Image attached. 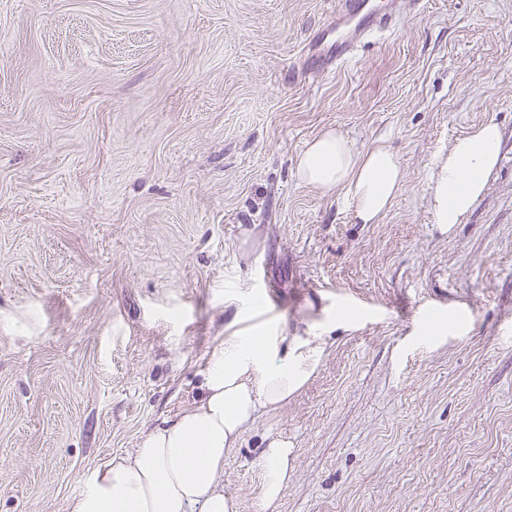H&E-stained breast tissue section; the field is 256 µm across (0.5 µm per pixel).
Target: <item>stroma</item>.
Here are the masks:
<instances>
[{
  "instance_id": "1",
  "label": "stroma",
  "mask_w": 512,
  "mask_h": 512,
  "mask_svg": "<svg viewBox=\"0 0 512 512\" xmlns=\"http://www.w3.org/2000/svg\"><path fill=\"white\" fill-rule=\"evenodd\" d=\"M336 2L0 0V512H68L246 321L323 354L225 460L236 512L277 434L280 512H512V0H427L325 73ZM489 121L441 231L435 162ZM329 128L396 153L380 223L296 179ZM501 135L493 122L473 126L440 157L432 181L433 212L442 227L460 224L484 194L500 160Z\"/></svg>"
}]
</instances>
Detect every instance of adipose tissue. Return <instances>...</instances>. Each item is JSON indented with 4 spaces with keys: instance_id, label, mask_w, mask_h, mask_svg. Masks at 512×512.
Listing matches in <instances>:
<instances>
[{
    "instance_id": "1",
    "label": "adipose tissue",
    "mask_w": 512,
    "mask_h": 512,
    "mask_svg": "<svg viewBox=\"0 0 512 512\" xmlns=\"http://www.w3.org/2000/svg\"><path fill=\"white\" fill-rule=\"evenodd\" d=\"M501 153L498 126L485 122L456 139L435 166L432 184L437 224L462 223L484 194ZM296 177L322 190L343 186L357 220L375 224L402 187L396 155L383 144L358 153L328 129L301 153ZM274 327L235 331L210 353L197 402L147 430L136 448L88 470L69 512H235L224 491V461L263 415L276 413L308 382L320 348L296 342L285 348ZM293 448L271 438L262 454L261 497L276 512L288 483Z\"/></svg>"
}]
</instances>
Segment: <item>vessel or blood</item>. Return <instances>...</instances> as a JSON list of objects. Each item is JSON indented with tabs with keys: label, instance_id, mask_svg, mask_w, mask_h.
<instances>
[{
	"label": "vessel or blood",
	"instance_id": "obj_1",
	"mask_svg": "<svg viewBox=\"0 0 512 512\" xmlns=\"http://www.w3.org/2000/svg\"><path fill=\"white\" fill-rule=\"evenodd\" d=\"M421 3L422 0H392L384 11L376 0H342L336 14V28L341 36L336 40V52L329 58V66H342L362 39L394 29L403 15L418 10Z\"/></svg>",
	"mask_w": 512,
	"mask_h": 512
}]
</instances>
